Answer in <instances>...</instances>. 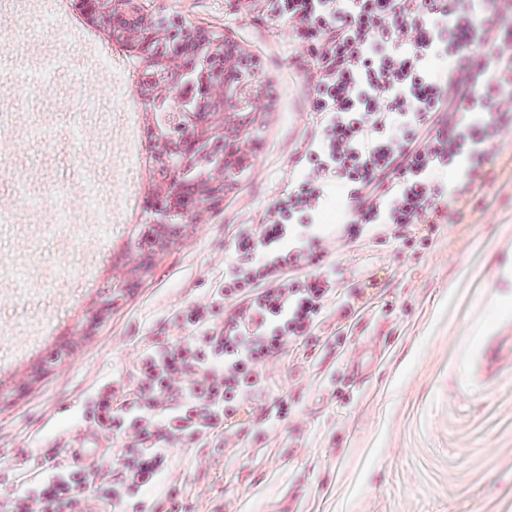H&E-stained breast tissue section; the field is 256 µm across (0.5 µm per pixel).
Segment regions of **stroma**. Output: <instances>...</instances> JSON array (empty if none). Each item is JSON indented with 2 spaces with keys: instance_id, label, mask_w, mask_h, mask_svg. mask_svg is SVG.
Wrapping results in <instances>:
<instances>
[{
  "instance_id": "35a3bbf8",
  "label": "stroma",
  "mask_w": 512,
  "mask_h": 512,
  "mask_svg": "<svg viewBox=\"0 0 512 512\" xmlns=\"http://www.w3.org/2000/svg\"><path fill=\"white\" fill-rule=\"evenodd\" d=\"M154 3L234 41L265 100L248 168L146 270L124 247L128 224L77 243L54 222L63 190L76 220L87 216L75 145L98 167L105 203L121 205L128 181L148 185L147 165L113 170V117L126 103L112 81L133 77L136 60L98 71L83 42L48 25L49 0L0 18V52L19 33V57L65 51L71 69L96 72L81 117L69 71L37 95L0 78V209L14 215L0 226V379L28 383L0 401V494L33 480L38 449L92 432V393L125 376L146 343L178 335L176 310L221 287L233 230L257 223L299 175L295 149L314 121L308 48L251 0ZM492 166L473 208L451 214L431 243L369 238L344 252L342 296L320 339L267 368L266 400L287 399V418L260 411L226 441L173 449L154 512H512V287L501 277L512 264V124ZM21 183L39 207L21 199ZM373 274V298L353 309Z\"/></svg>"
}]
</instances>
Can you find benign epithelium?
I'll return each mask as SVG.
<instances>
[{
    "instance_id": "1",
    "label": "benign epithelium",
    "mask_w": 512,
    "mask_h": 512,
    "mask_svg": "<svg viewBox=\"0 0 512 512\" xmlns=\"http://www.w3.org/2000/svg\"><path fill=\"white\" fill-rule=\"evenodd\" d=\"M74 7L141 59L138 93L148 115L153 178L142 217L154 229L157 244L167 248L224 196L227 175L238 171L262 94L252 98L248 112L236 111L232 92L249 65L242 51L219 34L149 11L145 0H74ZM158 41L171 51H151ZM199 72L206 77L205 92L193 108L184 110L176 92ZM156 99L181 111L184 135L156 124L150 108Z\"/></svg>"
}]
</instances>
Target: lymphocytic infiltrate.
<instances>
[{
    "label": "lymphocytic infiltrate",
    "mask_w": 512,
    "mask_h": 512,
    "mask_svg": "<svg viewBox=\"0 0 512 512\" xmlns=\"http://www.w3.org/2000/svg\"><path fill=\"white\" fill-rule=\"evenodd\" d=\"M310 51L314 129L301 175L261 223L238 225L214 322L181 307L185 333L152 340L123 380L92 397L101 433L124 448L92 466L44 449L33 481L0 512L142 507L172 448L265 408L266 366L313 339L340 296L336 258L371 237L406 240L447 223L491 180V147L512 121V0H258ZM343 188L335 211L326 203Z\"/></svg>",
    "instance_id": "1"
}]
</instances>
